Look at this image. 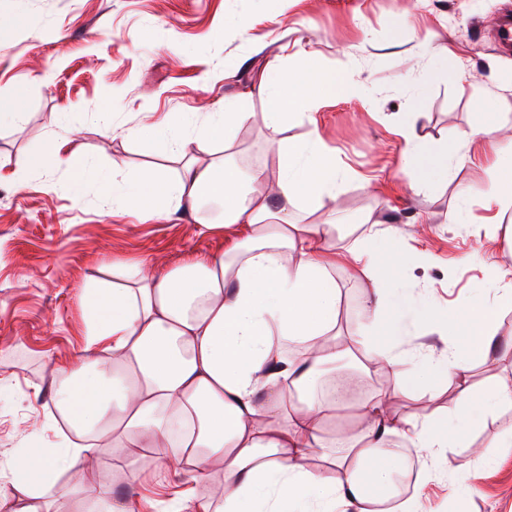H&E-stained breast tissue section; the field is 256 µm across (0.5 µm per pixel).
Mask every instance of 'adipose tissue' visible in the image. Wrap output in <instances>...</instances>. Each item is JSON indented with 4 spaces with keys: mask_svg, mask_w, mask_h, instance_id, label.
Masks as SVG:
<instances>
[{
    "mask_svg": "<svg viewBox=\"0 0 512 512\" xmlns=\"http://www.w3.org/2000/svg\"><path fill=\"white\" fill-rule=\"evenodd\" d=\"M336 93L359 99L363 85L340 71L275 64L258 84L268 103L267 124L276 131L288 115L305 114L315 100ZM250 118L231 110L152 126L162 151L173 156H182L185 129H197V149L210 157L205 164L184 159L173 176L154 168L131 182L117 161L105 174L85 170L105 190L113 211L144 221L182 211L193 216L200 232L244 224L248 234L227 250L159 273L118 262L109 275L82 285L81 354L53 371L55 407L75 436L48 450L31 435L24 474L0 487V512H41L39 500L56 475L73 468L81 470L83 483L95 484L93 462L112 447L148 448L176 468L188 461L201 476L213 461L222 462L235 479L201 512H284L288 502L295 512H336L341 504L373 512L394 475L398 452L389 446L392 438H407L418 452L431 455L462 442L500 407L512 405V390L491 383L477 393L462 389L441 410L394 420L384 417L378 397L362 405L358 432L327 451L326 470L306 467L307 457L322 445L320 423L336 409L335 399H316L306 390L320 366L340 356L321 343L336 329L339 290L329 272L336 261L332 222L295 236L288 231V208L300 198L320 208L335 203L351 172L324 148L318 131L310 130L307 139L278 146L281 194L276 202L266 201L256 191L263 172L246 174L232 155H210L227 131ZM403 136L412 177H447V143L419 140L410 124ZM68 144L61 138L44 152L23 156L10 175L12 184L22 189L46 167L69 168ZM351 258L373 284L352 343L391 368L394 387L409 389L420 378L453 381L488 358L496 308L478 300L463 347H449L436 367L419 356V374L401 369L407 357L400 348L403 318L413 314L426 324L435 314L415 311L409 293L399 288L395 272L402 254L393 235L369 237ZM292 389L302 395L297 407L276 421L258 422L259 392L280 406Z\"/></svg>",
    "mask_w": 512,
    "mask_h": 512,
    "instance_id": "adipose-tissue-1",
    "label": "adipose tissue"
}]
</instances>
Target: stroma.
I'll return each instance as SVG.
<instances>
[{
  "label": "stroma",
  "mask_w": 512,
  "mask_h": 512,
  "mask_svg": "<svg viewBox=\"0 0 512 512\" xmlns=\"http://www.w3.org/2000/svg\"><path fill=\"white\" fill-rule=\"evenodd\" d=\"M0 14L19 18L18 27H0V95L21 94L25 114L19 126L0 122V377L11 380L0 394V465L56 411L52 367L83 344L79 289L86 279L115 261L180 265L244 235L240 224L199 234L182 212L143 223L113 213L98 185L76 182L88 163L105 170L117 158L132 176L151 165L173 173L181 164L151 136L114 139L102 125L250 113L230 133L229 151L243 172L263 170L276 188L271 142L304 139L309 124L293 116L282 133L268 127L267 104L249 89L269 61L297 68L310 50L318 67L353 73L364 84L363 100L328 96L316 108L323 143L356 173L341 187L332 239L338 336L361 328L360 306L373 289L346 260L369 225L396 229L399 279L416 308L437 314L429 325L409 327L403 343L423 348L434 364L463 344L476 297L495 300L492 269H512V204L499 223H487L493 170L482 141L471 137L490 117L500 128L499 157L512 158V48L498 38L512 0H0ZM428 71L434 80H425ZM485 101L486 116L479 111ZM409 114L419 138L453 151L446 179L419 185L404 172L407 145L398 128ZM60 134L70 139L71 169L13 188L16 161ZM496 336L497 349L466 385L480 387L492 374L512 387V311L500 316ZM390 376L386 367L365 374L340 365L321 374L312 392L325 395L334 379L364 395L382 392L396 419L440 409L457 395L456 387L427 385L393 393ZM510 429L506 406L468 446L415 461L402 498H414L416 512H512V447L497 445ZM128 454L112 447L99 455L92 486L76 470L64 472L47 497L51 512H95L105 488L129 512H168L178 501L184 512H197L232 479L221 465L202 478L187 464L133 468ZM457 473L471 477L472 491L462 498L448 495Z\"/></svg>",
  "instance_id": "35a3bbf8"
}]
</instances>
